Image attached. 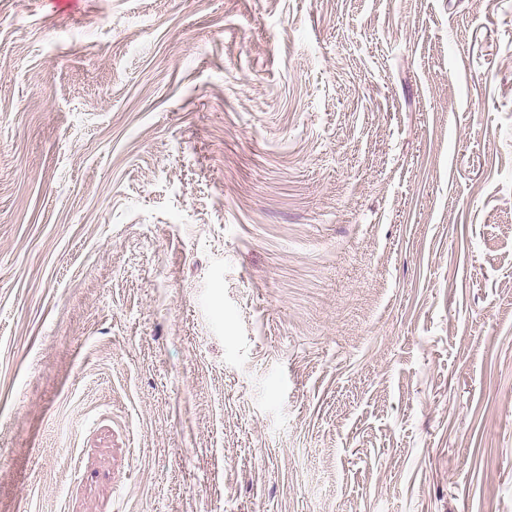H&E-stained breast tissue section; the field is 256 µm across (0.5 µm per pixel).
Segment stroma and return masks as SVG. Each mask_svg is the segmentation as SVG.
<instances>
[{
	"mask_svg": "<svg viewBox=\"0 0 512 512\" xmlns=\"http://www.w3.org/2000/svg\"><path fill=\"white\" fill-rule=\"evenodd\" d=\"M0 512H512V0H0Z\"/></svg>",
	"mask_w": 512,
	"mask_h": 512,
	"instance_id": "1",
	"label": "stroma"
}]
</instances>
